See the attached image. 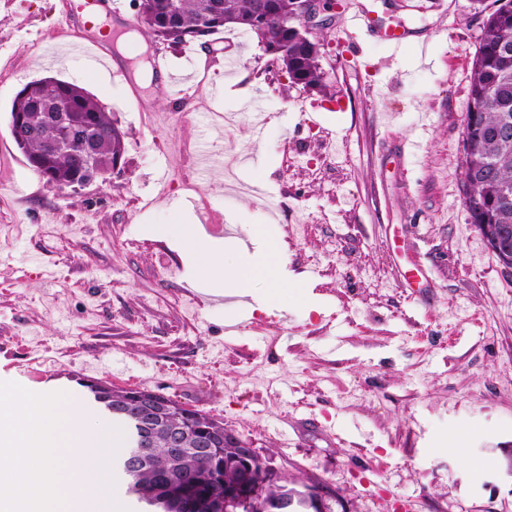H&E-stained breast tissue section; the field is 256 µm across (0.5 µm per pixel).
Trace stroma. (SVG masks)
Returning <instances> with one entry per match:
<instances>
[{
    "mask_svg": "<svg viewBox=\"0 0 512 512\" xmlns=\"http://www.w3.org/2000/svg\"><path fill=\"white\" fill-rule=\"evenodd\" d=\"M329 94L285 87L256 35L66 51L67 0H0V381L147 388L222 419L328 512H512V276L463 206L462 127L481 19L472 0H331ZM404 29L392 49L356 11ZM161 51L188 96L139 74ZM93 95L126 134L118 173L46 183L12 145L17 93ZM140 83L142 96L129 93ZM253 250L278 230L270 310L200 304L161 224Z\"/></svg>",
    "mask_w": 512,
    "mask_h": 512,
    "instance_id": "35a3bbf8",
    "label": "stroma"
}]
</instances>
